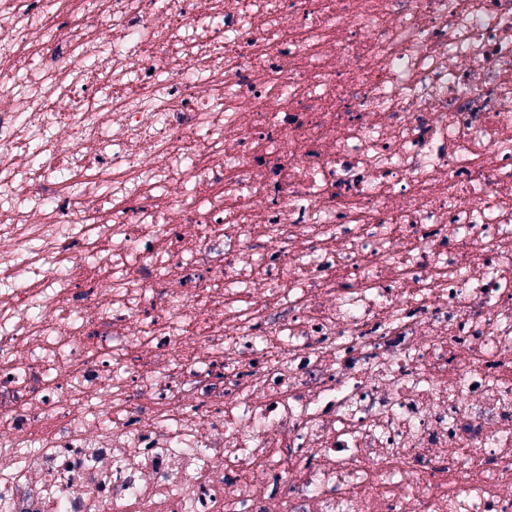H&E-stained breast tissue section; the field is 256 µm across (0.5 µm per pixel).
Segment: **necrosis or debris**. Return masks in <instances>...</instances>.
<instances>
[{
	"label": "necrosis or debris",
	"mask_w": 512,
	"mask_h": 512,
	"mask_svg": "<svg viewBox=\"0 0 512 512\" xmlns=\"http://www.w3.org/2000/svg\"><path fill=\"white\" fill-rule=\"evenodd\" d=\"M0 512H512V0H0Z\"/></svg>",
	"instance_id": "4bbe7bcc"
}]
</instances>
